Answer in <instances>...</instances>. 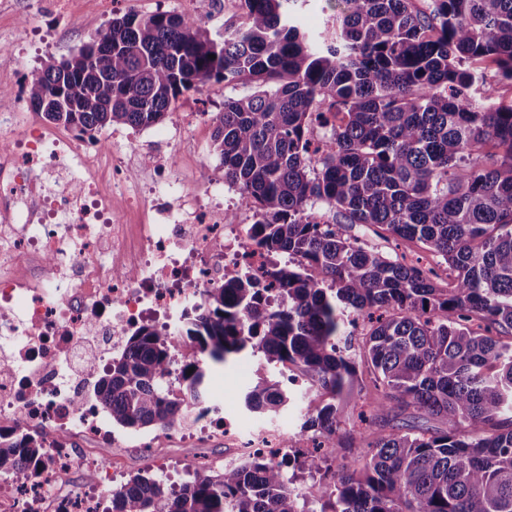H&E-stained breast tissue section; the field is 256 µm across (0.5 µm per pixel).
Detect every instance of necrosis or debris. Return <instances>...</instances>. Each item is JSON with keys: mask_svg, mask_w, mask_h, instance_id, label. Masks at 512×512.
Segmentation results:
<instances>
[{"mask_svg": "<svg viewBox=\"0 0 512 512\" xmlns=\"http://www.w3.org/2000/svg\"><path fill=\"white\" fill-rule=\"evenodd\" d=\"M0 430L62 435L61 446L27 462L18 482L0 477V512H94L73 473L109 480L112 463L99 447L124 448L97 392L102 363L122 350L149 315L186 355L188 310L220 287L225 268L245 265L263 277L268 265L246 232L221 210L190 213L180 194L177 161L163 164L158 190L118 209L132 169L109 144L87 151L66 134L34 125L30 113L0 115ZM190 415L221 424L244 458L278 442L257 429L243 440L213 396L183 385Z\"/></svg>", "mask_w": 512, "mask_h": 512, "instance_id": "4bbe7bcc", "label": "necrosis or debris"}]
</instances>
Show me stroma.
<instances>
[{"label": "stroma", "instance_id": "35a3bbf8", "mask_svg": "<svg viewBox=\"0 0 512 512\" xmlns=\"http://www.w3.org/2000/svg\"><path fill=\"white\" fill-rule=\"evenodd\" d=\"M185 10V0H68L63 11L54 0H0V87L11 92L9 98L0 100V113L13 111L15 99L25 97L28 84L46 63L61 61L77 52L105 28L113 14L131 12L147 16L158 11ZM20 51L28 57L27 67H19L16 62L15 55ZM247 92L244 86L211 82L180 97L176 109L188 116L184 128H174L167 119L145 130L107 127L96 132L93 139L115 142L116 154L133 164L136 183L147 188L158 181L153 159L179 155L185 180L183 191L190 194L191 204L236 210L239 223L248 224L252 221L251 211L242 203L238 191L224 181V169L212 148L210 121L211 114L223 110L226 98H237ZM204 171L209 174L212 190L202 198L192 196V183ZM340 230L389 258L435 268L443 279L448 276L446 264L422 244L389 239L375 225L344 224ZM258 375L259 362L254 358L229 362L212 371L210 390L223 398L225 417L248 426L283 429L296 447H312V432L301 431L300 426L310 400L316 397L315 391L305 386L295 389L294 402L288 410L257 416L245 409L243 399ZM108 454L113 458V486L125 484L140 471L180 486L192 482L196 472L223 471L230 451L224 446L223 435L208 424L193 436L166 444L152 456L143 448H112Z\"/></svg>", "mask_w": 512, "mask_h": 512}]
</instances>
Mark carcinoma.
I'll return each instance as SVG.
<instances>
[{"mask_svg":"<svg viewBox=\"0 0 512 512\" xmlns=\"http://www.w3.org/2000/svg\"><path fill=\"white\" fill-rule=\"evenodd\" d=\"M239 2L216 38L188 14H116L91 40L97 56L83 45L32 80L34 111L81 134L149 128L211 80L250 87L211 117L212 146L254 211L251 239L287 255L266 283L224 271L185 328L199 357L172 369L167 334L142 325L98 386L112 423L164 429L187 416L173 383L203 391L212 366L255 357L328 397L301 430L330 437L362 365L371 419L391 432L339 477L324 456L297 458L320 476L312 499L268 452L178 490L136 474L104 512H512V100L478 69L512 83V0H327L318 34L299 25L300 0ZM321 207L426 245L447 286L337 234ZM352 319L367 328L357 356ZM291 401L272 376L245 393L251 411ZM48 446L36 431L0 432V476L24 480Z\"/></svg>","mask_w":512,"mask_h":512,"instance_id":"cac0c4a2","label":"carcinoma"}]
</instances>
